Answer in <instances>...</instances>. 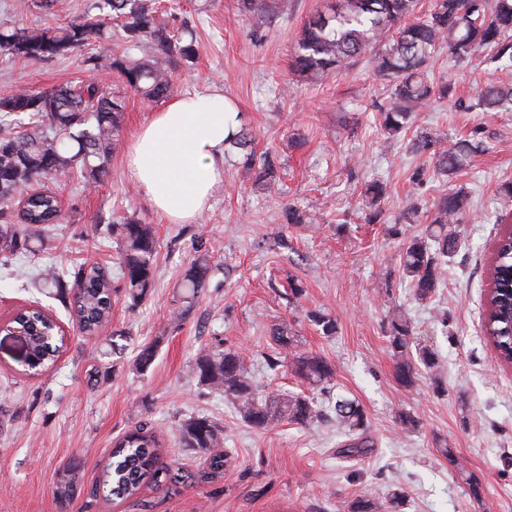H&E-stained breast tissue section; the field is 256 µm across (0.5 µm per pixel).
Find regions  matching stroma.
Returning <instances> with one entry per match:
<instances>
[{
  "label": "stroma",
  "mask_w": 512,
  "mask_h": 512,
  "mask_svg": "<svg viewBox=\"0 0 512 512\" xmlns=\"http://www.w3.org/2000/svg\"><path fill=\"white\" fill-rule=\"evenodd\" d=\"M325 3L288 0L287 10L258 34L236 0H174L173 9H161L160 21L187 20L198 32L195 62L174 73L178 94L224 91L242 113L255 152L275 155L277 189L264 190L256 170L233 152L224 159V185L210 209L195 223H168L126 178L128 147L152 115L130 96L105 181L89 190L66 179L59 192L62 223L0 265V323L40 306L68 339L51 370L28 377L15 360V338L0 333V512H347L352 499L377 498L395 487L406 492L404 512H512V366L482 334L495 241L501 225L512 224V201L497 195L499 184L512 180V112H465L436 97L413 114L406 134L388 138L378 107L389 91L366 59L312 82L291 71L301 27ZM99 50L93 43L36 64L0 57V97L20 86L80 83L87 58ZM428 70L466 99L494 66L487 54L460 64L443 49ZM477 127L487 134L488 150L450 178L410 149L423 131L433 132L444 150ZM418 169L423 181L417 185L411 175ZM375 181L386 194L372 222L365 189ZM458 188L470 197L469 219L451 227L460 250L441 288L418 300L401 272L402 238L424 232L433 202ZM412 201L419 213L408 224L402 213ZM288 205L306 214V224L284 226ZM122 217L155 228V286L134 308L121 281H113L110 330L87 340L74 313L32 277L44 265L71 267L88 259L113 268L116 242L96 226ZM396 227L402 236L393 235ZM201 244L210 251L211 276L178 319L181 275ZM293 280L304 287L296 298ZM317 310L335 318L336 335L323 336L309 320ZM397 312L410 318L415 341L440 355L439 378L421 374L409 389L396 381L387 321ZM284 321L294 336L292 350L325 357L336 371V393L361 404L373 443L368 455L341 456L345 437L331 421L251 428L222 393L198 384L197 352L219 345L245 353L264 392L309 394L290 369L266 364V356L280 351L270 330ZM154 340L153 364L137 372L140 347ZM402 412L417 420L414 432L401 431ZM190 414L223 429V477L207 478L203 457L176 443L175 425ZM145 421L158 428L165 460L190 472L192 481L175 491L148 483L139 499L118 505L88 503L114 441ZM67 467L77 468L82 480L63 506L53 491L58 471ZM469 473L482 481L480 497L469 492Z\"/></svg>",
  "instance_id": "stroma-1"
}]
</instances>
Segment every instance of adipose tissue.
I'll return each mask as SVG.
<instances>
[{
  "label": "adipose tissue",
  "mask_w": 512,
  "mask_h": 512,
  "mask_svg": "<svg viewBox=\"0 0 512 512\" xmlns=\"http://www.w3.org/2000/svg\"><path fill=\"white\" fill-rule=\"evenodd\" d=\"M241 121L218 91L169 100L133 137L129 180L168 223L196 221L224 184L225 140Z\"/></svg>",
  "instance_id": "1"
}]
</instances>
